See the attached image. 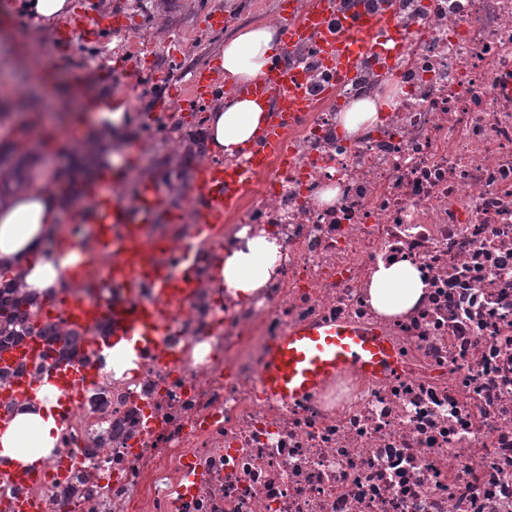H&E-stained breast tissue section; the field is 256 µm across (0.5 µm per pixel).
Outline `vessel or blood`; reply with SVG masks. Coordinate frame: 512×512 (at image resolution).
<instances>
[{
	"mask_svg": "<svg viewBox=\"0 0 512 512\" xmlns=\"http://www.w3.org/2000/svg\"><path fill=\"white\" fill-rule=\"evenodd\" d=\"M337 6L338 0H279L278 10L286 49L316 43L323 65L335 70L338 79L347 80L356 73L363 54L371 49L372 34L394 35L398 27L391 11L368 12L360 7L347 11L344 26H337ZM121 26L120 14L107 13L79 17L69 28L99 32ZM83 77L79 70L68 80L71 93L77 97ZM304 84L296 63L288 60L268 68L260 81L248 85L229 82L223 70L212 64L190 71L181 89L186 108L225 91L264 101L269 112L253 145L246 148V163L206 164L188 187L187 195L196 208V223H223L225 213L237 205L254 175L281 154L288 122L312 106ZM98 107L97 101L78 97L71 129L82 127ZM116 183L114 171L106 168L85 188L79 218L86 228L84 242L74 249L68 268L76 280L95 282L99 292L91 298L69 295L54 308L52 317L78 332L103 322L110 334L158 342L170 333L168 320L174 304L190 300L196 286L193 267L185 265L180 277H171L163 259L164 247L151 233L163 201L162 188L154 184L138 186L136 201L130 206L114 195ZM116 288L123 292L118 300L112 297ZM390 360V351L378 337L355 326L295 328L267 353L259 383L269 395L294 401L312 394L325 379L344 368L356 366L374 372ZM40 363L46 367L48 382L58 390L77 387L84 380L83 371L57 361L54 347L42 337L32 336L0 350V371L10 375L7 386L0 388V399L25 398L30 382L22 371Z\"/></svg>",
	"mask_w": 512,
	"mask_h": 512,
	"instance_id": "obj_1",
	"label": "vessel or blood"
}]
</instances>
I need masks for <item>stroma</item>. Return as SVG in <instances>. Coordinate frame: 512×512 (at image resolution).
I'll return each instance as SVG.
<instances>
[{
	"label": "stroma",
	"instance_id": "1",
	"mask_svg": "<svg viewBox=\"0 0 512 512\" xmlns=\"http://www.w3.org/2000/svg\"><path fill=\"white\" fill-rule=\"evenodd\" d=\"M74 13L90 17L118 11L124 27L104 32L96 39L76 38L64 49L54 44L60 25L45 26L20 16L18 26L33 30L30 45L33 55L44 65L61 70L84 67L89 85L101 98L119 99L130 114L128 147L142 151L143 159L131 171L134 179L187 185L193 182L206 159L199 143L206 140V114L223 105L216 96L204 105L185 111L174 96L175 88L191 69L219 61L226 39L242 27L266 22L278 9V0H73ZM223 13L226 26L217 32L206 28L204 18L211 12ZM181 41V65H173L169 42ZM13 83L14 91L0 101V169H13L24 178L35 179L42 168L56 171L61 186H68L70 166L66 139L46 146L33 137L27 156L10 152L7 145L15 136L27 134L25 110L16 108L17 100L30 94L20 55L0 48V80Z\"/></svg>",
	"mask_w": 512,
	"mask_h": 512
}]
</instances>
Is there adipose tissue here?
<instances>
[{"label": "adipose tissue", "instance_id": "adipose-tissue-1", "mask_svg": "<svg viewBox=\"0 0 512 512\" xmlns=\"http://www.w3.org/2000/svg\"><path fill=\"white\" fill-rule=\"evenodd\" d=\"M71 0H19L17 6L0 5V44L12 47L22 38L16 25L17 11L48 21L67 18ZM280 54V35L271 25L257 24L240 29L225 41L221 66L232 80L247 83L260 79ZM265 104L225 96L223 106L208 113L206 120L211 155L234 156L253 138L266 116ZM95 141L73 143L76 164L96 156L99 164L119 163L129 116L123 104L104 102L95 112ZM67 195L54 178L19 183L17 174L0 169V284L10 281L21 291L38 298L52 294L69 283L67 253L50 251L45 242L68 210ZM278 246L274 238L261 234L245 246L230 250L213 265L211 287L228 291L245 301L263 288L272 276ZM423 283L409 261L379 265L368 293L371 305L387 315L401 314L420 300ZM59 391L41 383L30 402L22 405L12 421L0 431V458L26 467L39 465L57 446L61 426L54 416Z\"/></svg>", "mask_w": 512, "mask_h": 512}]
</instances>
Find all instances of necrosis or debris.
<instances>
[{"instance_id": "obj_1", "label": "necrosis or debris", "mask_w": 512, "mask_h": 512, "mask_svg": "<svg viewBox=\"0 0 512 512\" xmlns=\"http://www.w3.org/2000/svg\"><path fill=\"white\" fill-rule=\"evenodd\" d=\"M389 6L390 66L369 52L341 84L304 47L316 109L289 125L287 164L257 174L212 239L161 231L197 271L172 334L128 380L79 352L93 375L50 465L33 484L0 468V512L23 495L42 512H512V0ZM389 93L378 124L340 131L338 108ZM242 230L276 238L275 273L220 302L208 259ZM402 259L424 298L386 317L367 289ZM319 322L376 331L392 367L291 404L261 390L268 349Z\"/></svg>"}]
</instances>
